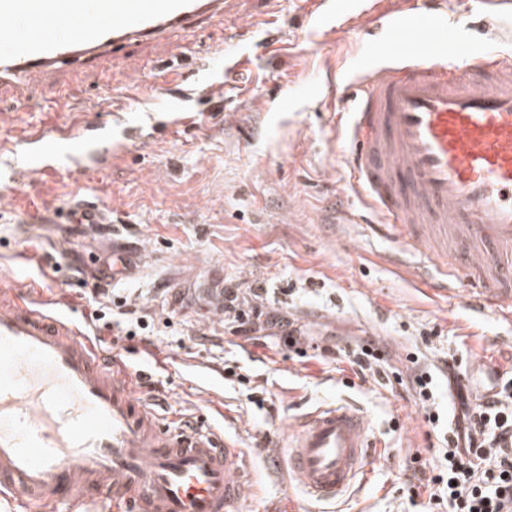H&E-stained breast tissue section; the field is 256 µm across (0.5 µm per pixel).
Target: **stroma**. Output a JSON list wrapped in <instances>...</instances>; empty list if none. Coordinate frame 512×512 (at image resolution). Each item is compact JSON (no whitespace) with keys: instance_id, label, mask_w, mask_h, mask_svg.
<instances>
[{"instance_id":"stroma-1","label":"stroma","mask_w":512,"mask_h":512,"mask_svg":"<svg viewBox=\"0 0 512 512\" xmlns=\"http://www.w3.org/2000/svg\"><path fill=\"white\" fill-rule=\"evenodd\" d=\"M449 25L478 50L512 54V40L488 32L477 0H446ZM373 17L338 31L315 26L300 0H241L237 12L202 23L174 60L135 50L136 65L99 69L61 93L45 75L24 107L0 101V176L19 171L28 136L71 154L55 131L108 121L122 151L87 173L61 169L32 178L0 203V277L24 282L59 308L89 319L81 279L99 278L111 305L144 307L153 337L105 344L123 362L140 360L141 390L159 418L192 417L249 454L252 488L236 512H326L265 454L290 419L330 402L370 418L377 448L342 512H426L408 500L410 456L425 443L423 412L399 384L377 375L361 382L318 359L290 357L277 328L264 342L233 334V315L211 320L199 289L219 281L251 289L288 312L318 345L378 336L403 368L425 333L430 363L454 356L490 369L512 365V312L478 313L462 287L419 282L427 256L399 257L380 237L342 157L352 90H329L330 76L363 64L375 15L392 0H372ZM242 40L244 64L225 70L208 96L212 45ZM98 204L104 224H59L57 214Z\"/></svg>"}]
</instances>
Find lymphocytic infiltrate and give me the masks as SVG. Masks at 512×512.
<instances>
[{
    "label": "lymphocytic infiltrate",
    "instance_id": "1",
    "mask_svg": "<svg viewBox=\"0 0 512 512\" xmlns=\"http://www.w3.org/2000/svg\"><path fill=\"white\" fill-rule=\"evenodd\" d=\"M224 309L235 312L238 334L253 332L262 324L284 328L289 348L306 355V338L300 328L276 312L256 304L251 313L236 312L233 298H225ZM337 361L349 364L359 378H366L389 365L387 348L373 339L330 347ZM407 383L414 401L424 412L428 425H436L439 413L434 407L433 376L421 366L416 354L406 357ZM441 374L460 402V412L448 425L446 447L429 457L414 454L411 461L416 483L406 488L408 498L427 492L434 512H512V368L499 375L498 390L487 402H474L460 380L457 359L443 361Z\"/></svg>",
    "mask_w": 512,
    "mask_h": 512
}]
</instances>
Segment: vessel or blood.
Instances as JSON below:
<instances>
[{"label": "vessel or blood", "instance_id": "1", "mask_svg": "<svg viewBox=\"0 0 512 512\" xmlns=\"http://www.w3.org/2000/svg\"><path fill=\"white\" fill-rule=\"evenodd\" d=\"M238 0H0V97L29 99L22 77L71 61L98 66L136 43L181 37ZM462 62L466 79L440 68ZM357 105L344 162L377 227L400 252L440 261L423 280L466 277L486 310L512 308V58L475 63L436 0L390 10L385 38L351 81ZM79 139L89 170L112 151L107 123L61 132ZM31 175L61 158L34 147ZM288 478L336 500L365 471L368 416L345 404L293 419L283 444ZM250 467L213 430L162 422L128 370L98 351L85 323L15 283L0 284V488L54 512L60 502L111 503L114 512H233Z\"/></svg>", "mask_w": 512, "mask_h": 512}]
</instances>
